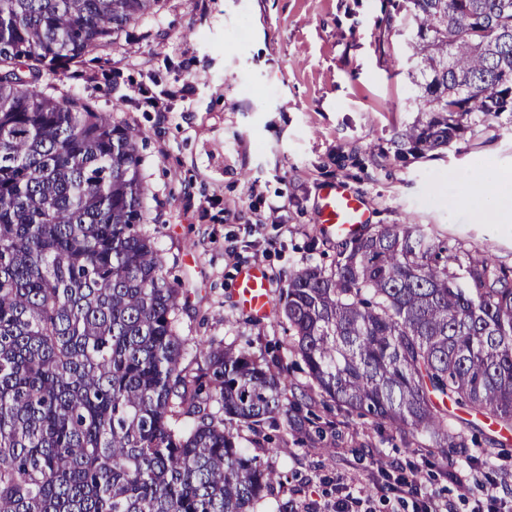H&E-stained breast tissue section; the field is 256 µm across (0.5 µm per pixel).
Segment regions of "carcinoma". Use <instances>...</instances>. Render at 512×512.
Segmentation results:
<instances>
[{
    "mask_svg": "<svg viewBox=\"0 0 512 512\" xmlns=\"http://www.w3.org/2000/svg\"><path fill=\"white\" fill-rule=\"evenodd\" d=\"M159 0H0V512H255L280 475L240 446L312 405L282 358L176 330L183 288L140 226L138 135L44 73L112 48ZM424 154L512 112V0H402ZM419 224L337 242L288 279L291 352L319 395L435 448L450 401L512 428V269ZM204 366L191 375L182 362Z\"/></svg>",
    "mask_w": 512,
    "mask_h": 512,
    "instance_id": "carcinoma-1",
    "label": "carcinoma"
}]
</instances>
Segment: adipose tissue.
Wrapping results in <instances>:
<instances>
[{
  "instance_id": "obj_1",
  "label": "adipose tissue",
  "mask_w": 512,
  "mask_h": 512,
  "mask_svg": "<svg viewBox=\"0 0 512 512\" xmlns=\"http://www.w3.org/2000/svg\"><path fill=\"white\" fill-rule=\"evenodd\" d=\"M460 198L475 208L486 224H505L512 220V175L505 173L474 172L463 185Z\"/></svg>"
}]
</instances>
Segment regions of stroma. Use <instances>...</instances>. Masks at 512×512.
<instances>
[{"label": "stroma", "instance_id": "obj_1", "mask_svg": "<svg viewBox=\"0 0 512 512\" xmlns=\"http://www.w3.org/2000/svg\"><path fill=\"white\" fill-rule=\"evenodd\" d=\"M392 0H162L112 50L43 76L54 96L91 100L115 124L138 134L151 237L172 278L188 288L178 313L180 336L255 356L279 353L287 391L307 392L302 361L288 351L282 315L289 273L329 265L336 237L317 222L321 186L342 180L363 196L373 224L424 225L462 250L486 252L512 267V223L485 224L458 200L467 175L483 166L512 171V113L468 118L448 147L399 155L398 133L418 120L408 75L409 34L387 24ZM195 88L173 99L167 117L140 108L136 89ZM214 206L199 214L206 200ZM278 204L270 212V204ZM233 247L227 257L225 247ZM262 264L271 277V311L262 320L242 311L235 280L241 267ZM323 439L306 426L262 460L282 482L259 512H298L292 489L320 495L322 480L353 491L373 489L371 452L416 467L428 492L471 512L484 500L481 481L458 499L443 471L482 470L493 458L512 484V429L470 415L464 436L481 431V447L446 461L427 440L408 444L391 427L339 407H317Z\"/></svg>", "mask_w": 512, "mask_h": 512}]
</instances>
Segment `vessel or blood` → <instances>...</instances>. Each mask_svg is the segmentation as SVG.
Returning <instances> with one entry per match:
<instances>
[{
  "instance_id": "obj_1",
  "label": "vessel or blood",
  "mask_w": 512,
  "mask_h": 512,
  "mask_svg": "<svg viewBox=\"0 0 512 512\" xmlns=\"http://www.w3.org/2000/svg\"><path fill=\"white\" fill-rule=\"evenodd\" d=\"M318 221L339 238L355 237L372 221L367 201L342 181L325 183L317 200ZM270 278L266 268L250 264L240 269L237 292L245 312L256 318L267 316L271 308Z\"/></svg>"
}]
</instances>
